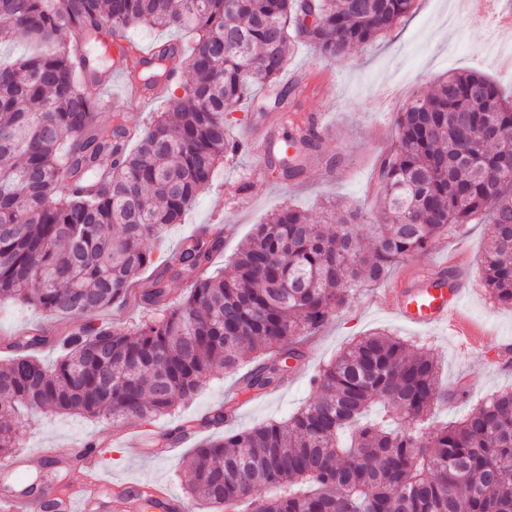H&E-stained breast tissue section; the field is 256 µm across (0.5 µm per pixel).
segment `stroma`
<instances>
[{
  "instance_id": "35a3bbf8",
  "label": "stroma",
  "mask_w": 512,
  "mask_h": 512,
  "mask_svg": "<svg viewBox=\"0 0 512 512\" xmlns=\"http://www.w3.org/2000/svg\"><path fill=\"white\" fill-rule=\"evenodd\" d=\"M490 39L485 18L466 9L449 10L448 0H415L412 11L391 30L369 45L352 49L346 57L325 61L315 46L294 44L280 81L288 85L298 79L315 82V89L306 97L292 99L289 109L305 116L322 115L325 135L320 155L307 162L302 177L292 185L281 182L269 169H257L253 153L225 157L209 186L189 206L182 223L170 225L163 237L153 243L154 256L164 255L202 226L219 224L224 228V249L213 263L225 266L253 235L256 226L288 203L303 209L318 224L329 201H349L367 213L370 224L361 233L369 235L370 225L380 221L377 175L382 159L396 150L398 112L454 72H483L500 85L504 94H512V72L500 67L487 47ZM102 96L119 103L129 124L140 127L173 102L167 96L137 105L128 98L126 79L119 74L113 75ZM271 96L268 88H254L240 108L227 114L225 126L230 139L246 140L252 120L268 111ZM489 230V225L471 224L464 232H449L435 239L426 251L401 260L387 280L357 289L349 304L308 340L304 358L289 361L278 387L241 404L222 429L246 430L271 420L287 419L313 397L311 379L318 369L351 342L377 329L434 348L442 358L440 389L467 386V402L451 401L434 408L432 418L436 423L456 420L468 405L476 404L487 394L512 388V367L461 353L447 332L407 324L384 301L385 289L399 278L448 266L458 257L462 260L461 272L468 280L460 311L512 340V308L494 302L483 286L481 257ZM42 320L34 308L0 302V360L10 355L6 342ZM241 380L238 371H223L208 378L191 400L178 403L170 415L151 421V432L175 433L183 420L206 418L223 406L227 396L237 394ZM219 430L207 428L190 436H178L171 452L157 455L131 444L128 435L133 431L132 424L37 412L26 416L19 426L15 456L23 465L14 473L0 472V490L19 493L23 484L42 472L43 464L38 460L42 454L57 459L56 470L63 477L61 485H81L87 472L76 453L86 442L97 439L101 442L99 475L106 484L170 487L178 497V512H213L211 505L186 494L188 474L183 460L192 448L217 436Z\"/></svg>"
}]
</instances>
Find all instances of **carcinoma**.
<instances>
[{
    "label": "carcinoma",
    "mask_w": 512,
    "mask_h": 512,
    "mask_svg": "<svg viewBox=\"0 0 512 512\" xmlns=\"http://www.w3.org/2000/svg\"><path fill=\"white\" fill-rule=\"evenodd\" d=\"M415 0H0V301H20L74 325H41L0 363V457L25 412L148 422L192 398L219 370L256 362L241 387H277L305 338L434 239L491 225L484 287L512 306V100L475 72L453 73L398 113L399 145L379 175L382 223L362 243L366 213L333 207L335 228L286 206L260 224L228 265L211 261L223 233L202 229L154 265L147 242L179 224L224 156V113L256 86L276 91L287 131L279 173L298 177L301 151L323 138L287 117L279 78L291 39L343 57L391 29ZM195 34L191 80L145 129L122 113L98 118L113 66L144 90H172L182 52L125 45L132 26ZM294 149L288 155V149ZM189 283L173 297L171 285ZM133 302L131 329L97 323ZM57 343L44 365L31 351ZM429 347L371 332L313 379L315 399L283 421L214 438L186 460L187 493L223 512H512V389L434 427L444 399Z\"/></svg>",
    "instance_id": "carcinoma-1"
}]
</instances>
